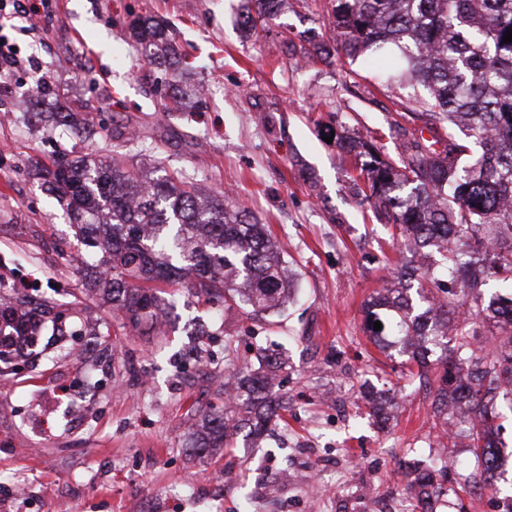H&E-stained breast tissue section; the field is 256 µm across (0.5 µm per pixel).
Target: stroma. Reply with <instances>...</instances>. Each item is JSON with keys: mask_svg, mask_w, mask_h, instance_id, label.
I'll use <instances>...</instances> for the list:
<instances>
[{"mask_svg": "<svg viewBox=\"0 0 512 512\" xmlns=\"http://www.w3.org/2000/svg\"><path fill=\"white\" fill-rule=\"evenodd\" d=\"M246 4L48 0L28 23L0 15V36L20 59L0 85V114L14 115L0 125V288L64 314L63 335L44 330L41 354L0 376V512H369L366 494L404 484L410 466L444 461L434 512H472L464 487L480 462L429 441L442 369L410 376L405 357L378 349L365 324L371 294L397 268L438 255L393 245L351 182L354 156L326 141L354 131L398 159L421 125L413 100L423 89L377 83L360 59L308 62V31L336 37L330 0H286L251 39L239 25ZM136 16L170 23L192 66L174 89L129 39ZM44 76L74 111L129 131L127 164L180 172L270 225L298 281L279 330L270 315L227 314L183 291L156 335L114 334L111 306L86 287L85 247L35 174L59 154L113 146L17 110ZM166 103L178 112L165 115ZM201 325L212 333L198 345L191 333ZM259 346L288 359L274 433L239 434L230 456L191 448Z\"/></svg>", "mask_w": 512, "mask_h": 512, "instance_id": "stroma-1", "label": "stroma"}]
</instances>
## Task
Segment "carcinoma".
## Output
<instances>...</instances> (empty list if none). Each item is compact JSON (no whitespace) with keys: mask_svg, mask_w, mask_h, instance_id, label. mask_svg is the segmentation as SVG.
Returning a JSON list of instances; mask_svg holds the SVG:
<instances>
[{"mask_svg":"<svg viewBox=\"0 0 512 512\" xmlns=\"http://www.w3.org/2000/svg\"><path fill=\"white\" fill-rule=\"evenodd\" d=\"M284 0H253L245 26L258 34L277 18ZM336 47L316 43L308 59L331 52L347 58L393 54L399 72H385L386 84L410 79L423 87L419 100L427 140L411 134L405 155L395 161L360 137L342 136V149L359 159L352 181L362 182L401 243L432 248L437 269L399 272L366 307L367 330L390 336L392 346L423 368L432 345L428 320L450 336L436 362L443 375L441 403L464 399L473 421L468 447L482 459L481 489L498 490L502 478L492 447L493 402L512 409V0H332ZM135 40L151 47L147 60L167 64L177 76L182 60L167 46L166 33L150 18L130 24ZM47 113L63 133L74 128L75 113L55 98ZM45 182L66 207L75 236L96 249L100 271L92 287L121 316L128 334L170 316L174 305L162 288L180 285L197 298L258 315L281 308L295 282L278 242L264 224L244 219L241 206L218 193L203 195L174 172L150 178L117 160L88 156L43 168ZM509 290L496 294L473 321L467 297L487 282ZM382 321V329L374 323ZM262 367L248 374L229 397L244 415L214 412L197 448H222L228 433L249 424L263 432L276 416L281 396L273 392L283 358L259 347Z\"/></svg>","mask_w":512,"mask_h":512,"instance_id":"obj_1","label":"carcinoma"}]
</instances>
